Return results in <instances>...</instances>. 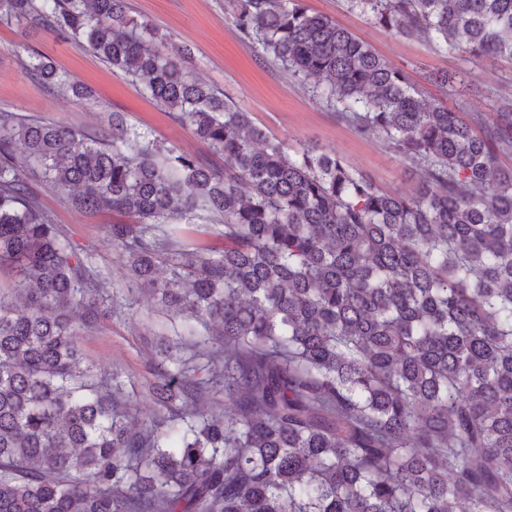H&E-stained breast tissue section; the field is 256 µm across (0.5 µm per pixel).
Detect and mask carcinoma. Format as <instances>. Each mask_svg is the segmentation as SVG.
I'll list each match as a JSON object with an SVG mask.
<instances>
[{
	"mask_svg": "<svg viewBox=\"0 0 512 512\" xmlns=\"http://www.w3.org/2000/svg\"><path fill=\"white\" fill-rule=\"evenodd\" d=\"M348 4L439 52L512 60V0ZM230 6L244 41L385 137L421 188L289 153L124 0H0V24L87 45L223 161L115 114L89 131L0 112V512H512V166L497 162L512 108L478 135L304 0ZM27 71L88 94L37 53ZM31 165L75 209L133 218L108 244L187 328L161 352L149 420L120 381H90L81 336L108 283L40 209ZM196 211L224 250L181 247ZM212 392L224 410L204 413Z\"/></svg>",
	"mask_w": 512,
	"mask_h": 512,
	"instance_id": "carcinoma-1",
	"label": "carcinoma"
}]
</instances>
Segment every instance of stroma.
<instances>
[{
    "instance_id": "35a3bbf8",
    "label": "stroma",
    "mask_w": 512,
    "mask_h": 512,
    "mask_svg": "<svg viewBox=\"0 0 512 512\" xmlns=\"http://www.w3.org/2000/svg\"><path fill=\"white\" fill-rule=\"evenodd\" d=\"M130 16L157 27L168 46L187 47L186 72L216 85L251 121L289 149L305 145L339 156L356 172L389 193L411 194L422 172L382 136L360 133L316 97L314 79L289 76L280 66L244 42L230 16L228 0H125ZM314 13L336 19L382 58L405 70L428 101L455 112L491 121L512 103V61L439 53L415 38L397 37L349 9L345 0H305ZM49 57L55 67L84 86L81 99L34 82L26 64L29 53ZM461 73L460 84L444 85L442 73ZM0 112L64 126L98 129L120 113L128 125L179 150L208 156L209 150L175 119L172 111L144 93L140 84L113 73L87 47L57 38L39 28L0 26ZM30 185L43 212L60 224L84 261L114 289L113 307L82 338L86 358L98 376L111 381L120 374L126 391L139 395L138 413L150 418L155 406L144 396L158 374L162 358L157 334L173 335L171 322L154 312L150 296L122 276V258L106 240V227L122 221L119 213L86 214L39 177Z\"/></svg>"
}]
</instances>
